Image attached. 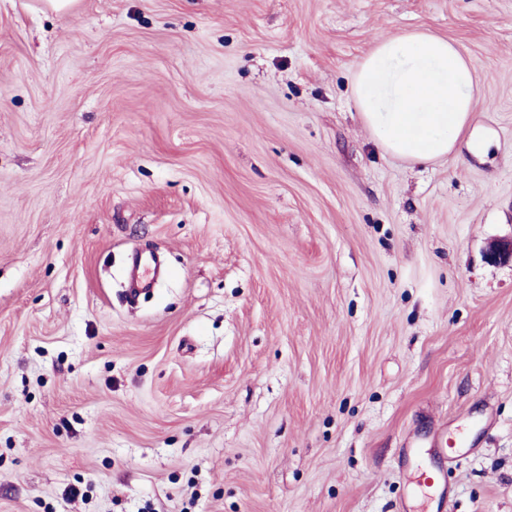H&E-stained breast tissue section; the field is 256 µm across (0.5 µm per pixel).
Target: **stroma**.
<instances>
[{
  "label": "stroma",
  "instance_id": "obj_1",
  "mask_svg": "<svg viewBox=\"0 0 512 512\" xmlns=\"http://www.w3.org/2000/svg\"><path fill=\"white\" fill-rule=\"evenodd\" d=\"M410 31L489 151L373 142ZM510 236L512 0H0V512H512ZM352 99L390 155L436 162L472 134L479 99L472 68L448 39L426 32L377 33L358 65ZM158 271V264L155 256L151 253L140 252L132 259L129 278L132 295L138 294L147 289Z\"/></svg>",
  "mask_w": 512,
  "mask_h": 512
}]
</instances>
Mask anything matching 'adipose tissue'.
<instances>
[{"instance_id": "adipose-tissue-1", "label": "adipose tissue", "mask_w": 512, "mask_h": 512, "mask_svg": "<svg viewBox=\"0 0 512 512\" xmlns=\"http://www.w3.org/2000/svg\"><path fill=\"white\" fill-rule=\"evenodd\" d=\"M352 99L390 155L436 162L472 134L479 99L472 68L448 39L426 32L379 33L358 65Z\"/></svg>"}]
</instances>
